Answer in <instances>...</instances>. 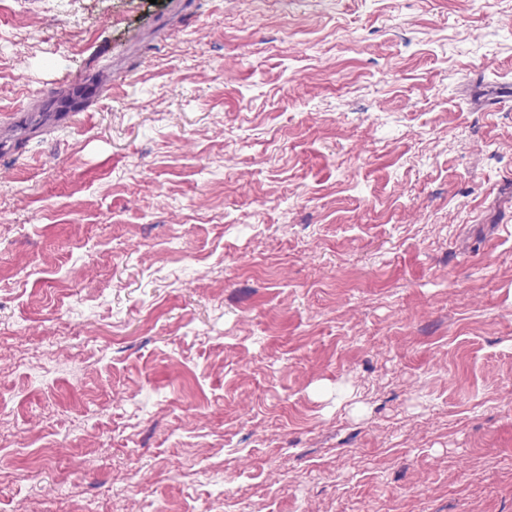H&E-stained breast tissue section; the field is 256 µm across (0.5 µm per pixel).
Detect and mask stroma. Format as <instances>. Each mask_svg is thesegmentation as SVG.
<instances>
[{"instance_id":"35a3bbf8","label":"stroma","mask_w":512,"mask_h":512,"mask_svg":"<svg viewBox=\"0 0 512 512\" xmlns=\"http://www.w3.org/2000/svg\"><path fill=\"white\" fill-rule=\"evenodd\" d=\"M0 512H512V0H0Z\"/></svg>"}]
</instances>
